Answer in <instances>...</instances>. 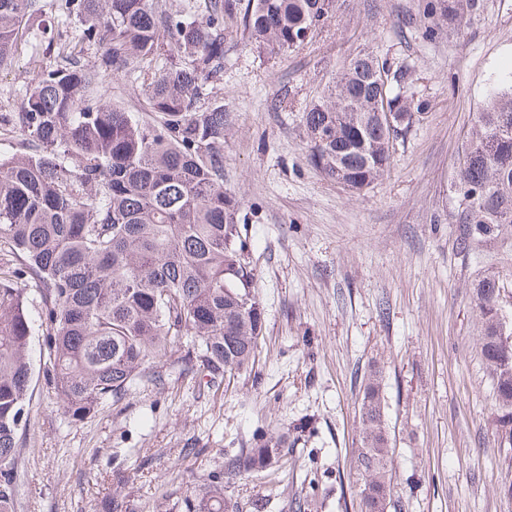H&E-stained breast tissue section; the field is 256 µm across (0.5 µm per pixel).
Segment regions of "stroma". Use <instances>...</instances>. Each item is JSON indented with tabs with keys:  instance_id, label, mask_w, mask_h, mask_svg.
Returning a JSON list of instances; mask_svg holds the SVG:
<instances>
[{
	"instance_id": "35a3bbf8",
	"label": "stroma",
	"mask_w": 512,
	"mask_h": 512,
	"mask_svg": "<svg viewBox=\"0 0 512 512\" xmlns=\"http://www.w3.org/2000/svg\"><path fill=\"white\" fill-rule=\"evenodd\" d=\"M428 0H338L293 52L252 47L242 18L224 27V73L209 88L230 114L224 185L240 203L244 257L264 330L252 371L137 387L73 426L36 385L31 443L18 460L17 512H94L123 470L137 512H182L225 454L257 430L296 437L277 474L240 479V512H354L347 473L357 398L383 370L397 512H512V447L496 433L493 378L480 350L473 287L493 275L512 325V237L461 250L453 224L458 156L477 115L512 78V0H482L460 30L427 32ZM408 73L424 101L366 189L308 160L302 116L359 51ZM37 73L29 53L0 68V113L19 111Z\"/></svg>"
}]
</instances>
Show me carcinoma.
I'll list each match as a JSON object with an SVG mask.
<instances>
[{
	"label": "carcinoma",
	"instance_id": "cac0c4a2",
	"mask_svg": "<svg viewBox=\"0 0 512 512\" xmlns=\"http://www.w3.org/2000/svg\"><path fill=\"white\" fill-rule=\"evenodd\" d=\"M83 27L77 42L48 46L17 117L0 113V512H15L16 464L32 427L36 370L71 424L118 405L138 383L158 388L171 371L208 377L253 368L263 331L254 273L242 258L239 201L224 188V104L205 101L224 71V25L240 0H207L185 18L160 0H65ZM34 0H0V67L27 49ZM335 0H254L243 15L260 50H295L332 16ZM479 0H433L432 26L460 27ZM94 46L97 61L80 63ZM378 56L352 57L303 115L311 164L361 190L391 164L424 103L406 94V71L379 84ZM130 73L149 111L127 112L94 96L101 71ZM462 248L512 233V84L478 113L453 184ZM482 357L493 375L498 437L512 444V347L499 342L500 286L474 287ZM40 364H34L33 344ZM382 370L364 376L359 447L350 469L359 512H389L393 448ZM290 454L284 436L261 431L224 455L215 483L184 512L236 508L219 479L255 477ZM101 512H136L114 475Z\"/></svg>",
	"mask_w": 512,
	"mask_h": 512
}]
</instances>
